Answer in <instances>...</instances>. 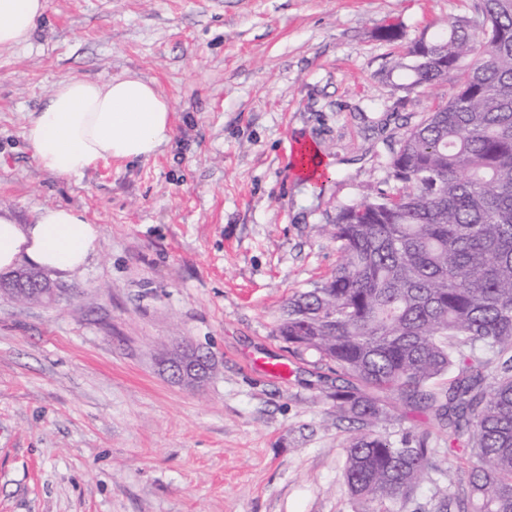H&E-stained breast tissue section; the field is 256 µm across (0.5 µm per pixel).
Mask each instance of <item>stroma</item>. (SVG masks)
<instances>
[{"instance_id":"stroma-1","label":"stroma","mask_w":512,"mask_h":512,"mask_svg":"<svg viewBox=\"0 0 512 512\" xmlns=\"http://www.w3.org/2000/svg\"><path fill=\"white\" fill-rule=\"evenodd\" d=\"M479 0H47L0 52V209L57 205L100 228L53 303L0 294V512H372L344 477L358 426L336 376L277 335L282 306L339 258V208L399 182L406 130L461 77L411 92L394 63ZM396 26L398 41L381 32ZM134 72L168 98L174 134L146 161L42 170L24 127L54 85ZM318 147L316 184L292 148ZM199 383L171 379L185 348ZM287 363L280 377L256 360ZM379 433L426 436L434 466L381 512H450L469 460L433 413L393 402ZM169 363L172 376L182 382H200L209 371L207 358L195 349H183Z\"/></svg>"}]
</instances>
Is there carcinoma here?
I'll use <instances>...</instances> for the list:
<instances>
[{
	"instance_id": "1",
	"label": "carcinoma",
	"mask_w": 512,
	"mask_h": 512,
	"mask_svg": "<svg viewBox=\"0 0 512 512\" xmlns=\"http://www.w3.org/2000/svg\"><path fill=\"white\" fill-rule=\"evenodd\" d=\"M480 2V35L451 20L396 61L416 90L472 59L391 157L402 190L338 210L336 269L288 299L277 325L342 378L336 409L365 429L345 478L369 503L410 500L433 467L425 437L374 430L393 397L433 411L448 455L475 460L456 512H512V0ZM485 351L498 370L491 385ZM455 365L448 389L433 387Z\"/></svg>"
}]
</instances>
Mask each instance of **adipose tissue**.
Masks as SVG:
<instances>
[{"label": "adipose tissue", "mask_w": 512, "mask_h": 512, "mask_svg": "<svg viewBox=\"0 0 512 512\" xmlns=\"http://www.w3.org/2000/svg\"><path fill=\"white\" fill-rule=\"evenodd\" d=\"M47 0H0V50L25 43ZM171 105L155 84L133 72L58 84L30 116L25 138L38 165L74 177L108 160L154 156L173 136ZM100 230L74 208L40 209L22 224L0 212V273L20 265L73 272L97 252Z\"/></svg>", "instance_id": "1"}]
</instances>
